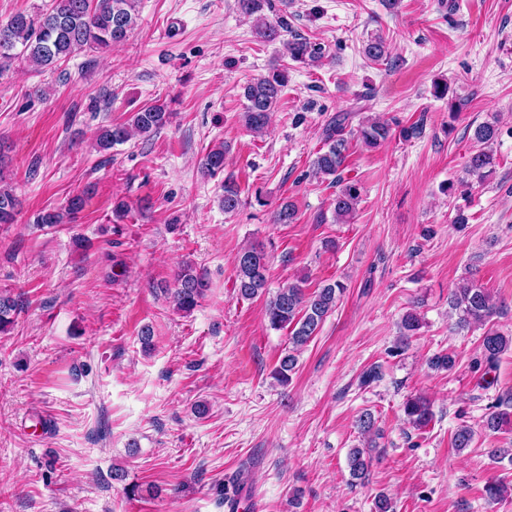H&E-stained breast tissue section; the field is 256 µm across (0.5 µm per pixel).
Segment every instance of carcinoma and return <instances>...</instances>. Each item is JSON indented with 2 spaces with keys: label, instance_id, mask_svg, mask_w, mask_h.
<instances>
[{
  "label": "carcinoma",
  "instance_id": "obj_1",
  "mask_svg": "<svg viewBox=\"0 0 512 512\" xmlns=\"http://www.w3.org/2000/svg\"><path fill=\"white\" fill-rule=\"evenodd\" d=\"M137 0H52L51 7L34 18L18 12L6 22L0 23V71L10 66L15 59L16 45L23 46V55L35 70L51 68L58 62L84 49L107 50L126 41L136 26L135 4ZM289 31L288 16L277 15L272 23L261 28L262 37L274 41L281 33ZM285 51L292 60H307L318 63L326 57L325 48L311 42L300 34H294L285 43ZM364 55L378 63L388 59L389 48L384 37L376 35L363 48ZM288 83L287 69L275 68L266 76L248 82L244 86L246 100L243 120L253 133H263L270 121V113L276 107ZM172 117L164 105L154 103L133 113L131 119L122 125L100 128L96 133V144L108 150L128 141L135 133L151 135L163 129ZM348 115L341 113L330 118L323 130L325 151L317 153L312 162L311 173L316 178L331 179L339 187L336 192L334 219L345 223L352 218L360 199L359 188L353 183H343L342 167L348 157L350 139L347 128ZM393 121L377 119L366 121L357 129L358 138L368 147L375 148L391 136ZM500 129L495 121L478 124L474 139L483 149L471 154L466 162L470 176L482 182L487 168L493 164L491 145L498 140ZM224 170V147L209 150L201 160V171L213 176ZM221 204L226 213H235L242 206L238 187L224 183ZM86 205L83 193L71 196L61 209H47L38 212L34 223L64 224L79 214ZM18 200L7 185H0V224H12L18 213ZM235 288L244 299H252L266 292L268 263L265 251L260 246L241 249L235 259ZM176 286L172 299L176 308L183 312L192 311L202 297L207 283L189 264L176 274ZM345 289L342 282L328 283L312 293L306 292L305 281L290 283L276 292L266 303L265 314L271 328L288 331V350L279 358L273 377L282 385L288 384L297 366V354L317 335L327 316L336 308V303ZM450 308L458 313L456 327L468 329L473 325L485 324L497 313L488 291L481 286L468 283L452 291L448 298ZM20 309L17 297L9 291L0 292V331L14 322V315ZM509 347L512 337L489 330L482 337V353L492 364ZM408 421L416 427L427 426L433 417L430 402L418 396L405 405ZM512 419V393L497 398L493 410L483 421L482 428L497 432L503 424ZM474 440V431L468 426L458 428L453 436V447L463 451ZM369 461L364 451L354 448L350 452V476L353 483H364Z\"/></svg>",
  "mask_w": 512,
  "mask_h": 512
}]
</instances>
